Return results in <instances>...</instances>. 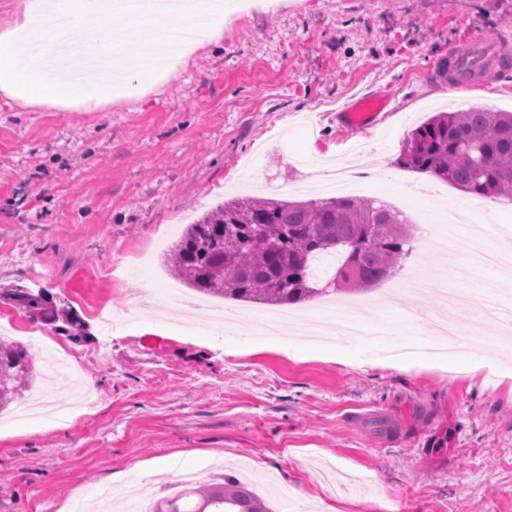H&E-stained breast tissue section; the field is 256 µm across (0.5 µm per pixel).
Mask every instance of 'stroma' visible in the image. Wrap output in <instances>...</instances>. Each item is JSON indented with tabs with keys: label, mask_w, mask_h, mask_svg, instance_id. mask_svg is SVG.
I'll use <instances>...</instances> for the list:
<instances>
[{
	"label": "stroma",
	"mask_w": 512,
	"mask_h": 512,
	"mask_svg": "<svg viewBox=\"0 0 512 512\" xmlns=\"http://www.w3.org/2000/svg\"><path fill=\"white\" fill-rule=\"evenodd\" d=\"M512 35L502 0H249L219 41L196 47L146 94L97 111L29 109L0 96V324L15 342L39 337L92 382L90 406L65 428L0 424V512H85L114 474L169 466L197 484L232 474L272 512H512V343L500 324L455 308L472 333L474 375L387 359L440 308L434 280L446 256L426 227L435 205H470L493 228L486 246L512 252V211L398 165L408 133L455 106L512 112V68L449 91L431 64L448 49ZM374 94L387 108L365 128L339 114ZM351 153L353 178L373 194L420 209L404 268L432 283L397 305L391 281L336 302L369 335L358 359L292 346L306 329L210 322L177 327L163 260L184 228L271 178L281 199L319 198L297 183L325 157ZM36 282L47 300L32 318L4 296ZM139 315L104 333L95 311ZM255 338L252 348L226 344Z\"/></svg>",
	"instance_id": "1"
}]
</instances>
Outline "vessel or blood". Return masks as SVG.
<instances>
[{"instance_id":"obj_1","label":"vessel or blood","mask_w":512,"mask_h":512,"mask_svg":"<svg viewBox=\"0 0 512 512\" xmlns=\"http://www.w3.org/2000/svg\"><path fill=\"white\" fill-rule=\"evenodd\" d=\"M506 55L507 50L498 38L482 37L468 48H450L447 61L435 62L433 71L436 76L447 78L449 86L469 87L499 70ZM385 105V100L378 97L361 98L345 110V123L350 127L371 124Z\"/></svg>"}]
</instances>
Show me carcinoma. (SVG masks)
<instances>
[{
	"label": "carcinoma",
	"instance_id": "obj_1",
	"mask_svg": "<svg viewBox=\"0 0 512 512\" xmlns=\"http://www.w3.org/2000/svg\"><path fill=\"white\" fill-rule=\"evenodd\" d=\"M399 163L476 196L512 201V112H438L413 129ZM411 235L384 205L356 197L288 201L236 198L190 224L167 263L189 287L224 299L292 305L336 290L375 286L396 274ZM344 254L321 288L310 262ZM27 310L42 297L4 290ZM23 346L0 341V409L28 387ZM153 512H270L265 501L231 477L156 503Z\"/></svg>",
	"mask_w": 512,
	"mask_h": 512
}]
</instances>
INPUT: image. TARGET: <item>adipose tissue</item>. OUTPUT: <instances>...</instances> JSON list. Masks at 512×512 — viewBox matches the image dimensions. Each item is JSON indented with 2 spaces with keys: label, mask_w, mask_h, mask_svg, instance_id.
<instances>
[{
  "label": "adipose tissue",
  "mask_w": 512,
  "mask_h": 512,
  "mask_svg": "<svg viewBox=\"0 0 512 512\" xmlns=\"http://www.w3.org/2000/svg\"><path fill=\"white\" fill-rule=\"evenodd\" d=\"M131 0H18L15 19L0 30V94L24 106H78L94 109L113 98L134 97L163 79L170 71L168 55L155 54L150 42L141 53L152 66L131 62L125 36L115 24L127 23ZM238 0H180L178 11L156 6V28L166 33L186 30L181 47L219 40L225 20ZM71 26H93L96 36L91 54L81 55L59 43L55 30L60 20Z\"/></svg>",
  "instance_id": "ef3b65f1"
}]
</instances>
